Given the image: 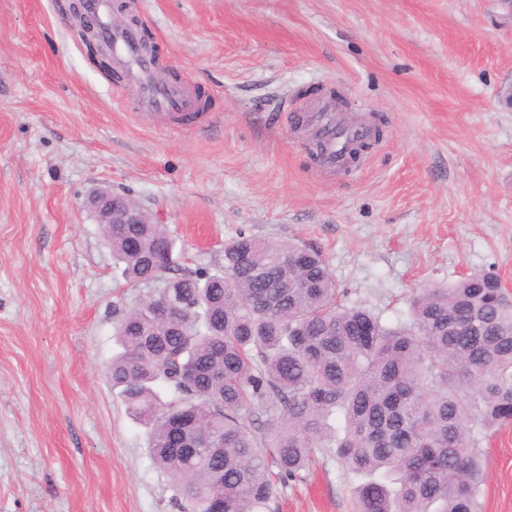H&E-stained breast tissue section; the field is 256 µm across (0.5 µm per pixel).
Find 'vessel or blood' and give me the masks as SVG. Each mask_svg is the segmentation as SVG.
Listing matches in <instances>:
<instances>
[{
	"label": "vessel or blood",
	"instance_id": "b4317fda",
	"mask_svg": "<svg viewBox=\"0 0 512 512\" xmlns=\"http://www.w3.org/2000/svg\"><path fill=\"white\" fill-rule=\"evenodd\" d=\"M84 11L93 19L112 47L114 61L132 86L134 102L144 116L172 125L203 123L207 115L189 92L187 81L162 83L156 78V60L141 47L137 28L114 22L111 0H85ZM311 127L318 141L317 169L330 178L347 167L350 149L368 137L367 129L342 122L332 98L316 102L310 109Z\"/></svg>",
	"mask_w": 512,
	"mask_h": 512
}]
</instances>
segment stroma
Returning <instances> with one entry per match:
<instances>
[{"instance_id": "obj_1", "label": "stroma", "mask_w": 512, "mask_h": 512, "mask_svg": "<svg viewBox=\"0 0 512 512\" xmlns=\"http://www.w3.org/2000/svg\"><path fill=\"white\" fill-rule=\"evenodd\" d=\"M160 63L210 99L204 129L144 118L75 39L69 0H0V512H180L106 368L132 304L85 202L127 194L178 261L246 233L314 246L350 305L405 320L415 288L512 286V23L496 0H129ZM338 79L383 119L351 173L316 175L293 109ZM482 512H512V425L481 443ZM315 448L274 512H356Z\"/></svg>"}]
</instances>
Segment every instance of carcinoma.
<instances>
[{
    "mask_svg": "<svg viewBox=\"0 0 512 512\" xmlns=\"http://www.w3.org/2000/svg\"><path fill=\"white\" fill-rule=\"evenodd\" d=\"M129 287L108 378L148 428L187 512H270L274 477L319 446L359 479V512H480L484 431L512 423V298L472 272L419 288L387 325L349 306L321 252L243 232L224 269L173 265L165 224H112ZM179 310L157 319L149 293Z\"/></svg>",
    "mask_w": 512,
    "mask_h": 512,
    "instance_id": "1",
    "label": "carcinoma"
}]
</instances>
